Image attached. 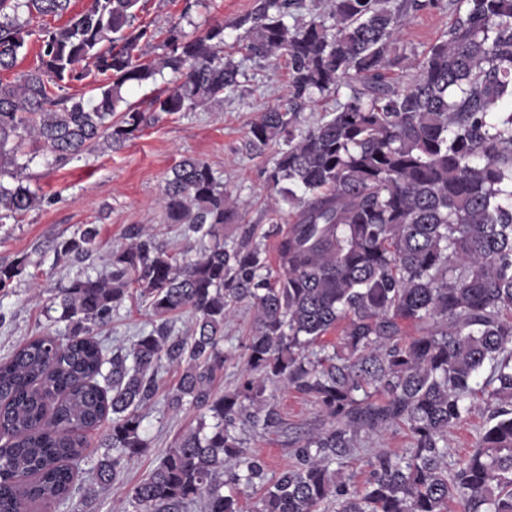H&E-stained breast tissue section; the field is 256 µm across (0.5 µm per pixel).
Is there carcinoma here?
Here are the masks:
<instances>
[{"mask_svg": "<svg viewBox=\"0 0 512 512\" xmlns=\"http://www.w3.org/2000/svg\"><path fill=\"white\" fill-rule=\"evenodd\" d=\"M139 2L89 0L72 13L71 0H0V73H14L0 78V222L39 203L18 162L27 138L60 164L120 149L151 120L123 88L166 69L177 81L152 101L155 112H190L238 87L221 24L192 37L175 25L166 52L141 60L154 32L135 24ZM302 2L256 0L236 22L243 58L285 59L291 102L336 101L304 129L296 108L273 107L247 132L257 154L284 145L268 176L289 207L287 227L275 228L279 270L248 241L226 247L235 206L206 162L180 160L160 198L164 220L210 237L208 252L179 258L131 230L134 242L111 253L108 274L58 289L53 306L69 337L39 336L0 362V512L70 499L88 432L105 421L112 452L95 472L116 482L147 447L139 409L163 359L182 367L169 406L190 402L214 423L184 433L131 488L140 512H182L196 499L204 512H242L237 490L258 480L254 512L330 503L336 512H449L452 503L512 512V0H457L448 29L412 61L397 47L402 30L443 0H332L324 11L311 0L310 19L288 24ZM46 16L63 23L29 29ZM33 35L37 63L18 73ZM86 85L88 98L67 93ZM343 87L350 94L340 102ZM97 238L89 224L56 244L57 257L81 261ZM22 271L0 265V290ZM135 293L159 324L108 361L99 330ZM242 301L257 310L247 377L219 395L224 322ZM184 313L190 335L170 336L171 318ZM269 383L312 396L330 421L270 478L232 434ZM479 396L490 422L450 473L448 433ZM400 424L413 447L375 455L369 485L349 490L343 458L357 433Z\"/></svg>", "mask_w": 512, "mask_h": 512, "instance_id": "cac0c4a2", "label": "carcinoma"}]
</instances>
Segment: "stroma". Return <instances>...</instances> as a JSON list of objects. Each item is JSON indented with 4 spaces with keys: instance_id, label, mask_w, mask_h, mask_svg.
Here are the masks:
<instances>
[{
    "instance_id": "1",
    "label": "stroma",
    "mask_w": 512,
    "mask_h": 512,
    "mask_svg": "<svg viewBox=\"0 0 512 512\" xmlns=\"http://www.w3.org/2000/svg\"><path fill=\"white\" fill-rule=\"evenodd\" d=\"M141 4L139 21L150 24L157 33L156 39L142 48L144 59L152 60L163 54L168 30L175 24L191 36L209 26L223 25L226 44H234L240 32L233 23L252 10L255 0H205L188 14L183 11L184 0H141ZM452 18L448 11L419 13L404 30L402 47L410 54L422 52L441 36ZM241 69L237 91L225 95L223 102L192 112L158 113L156 120L122 149L84 154L56 166L38 143L26 142L22 158L28 163L29 186L42 202L19 221L0 224V265L26 264L10 287L0 290V359L33 337L66 333L65 323L59 322L51 307L58 288L79 275L108 273V255L128 245L131 227H148L172 252L191 258L211 246L210 238L181 236L178 226L163 218L160 197L165 180L184 157L207 162L237 207V221L224 227L227 244H239L251 229L255 232L253 244L268 258H275L277 240L268 234L274 198L266 189V179L279 146L271 144L258 156L246 141L251 122L261 112L287 106L288 70L282 62L266 70L248 60L242 62ZM88 224L98 229L97 250L81 262L57 258L56 242L74 236ZM254 318L249 303L235 304L233 316L224 326L227 359L222 376L214 383L215 392H229L241 384L243 345ZM155 323L147 304L125 300L113 310L111 322L100 333L106 355L126 354L137 336L150 332ZM180 374V367L161 361L156 390L141 409L147 447L126 464L121 483L103 487L95 480L94 464L103 454L101 444L107 435L106 428H99L92 433L79 465L81 490L58 512H138L130 489L157 466L182 434L197 426L201 416L188 402L178 411L169 407L168 397ZM265 406L276 412V424L263 429L241 421L234 435L240 447L259 456L268 472L277 474L293 462L296 442L325 431L329 422L304 394L280 383L268 385ZM488 418L482 406H475L469 419L449 433V463H456L474 448ZM411 445L412 435L404 425L360 434L347 469L351 486L361 489L366 485L371 474L369 457L384 451L400 454Z\"/></svg>"
}]
</instances>
